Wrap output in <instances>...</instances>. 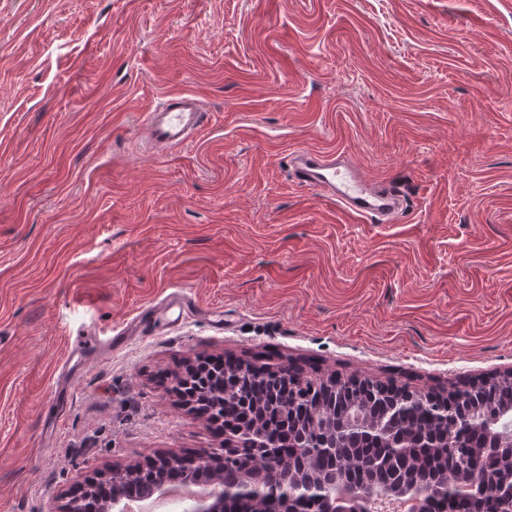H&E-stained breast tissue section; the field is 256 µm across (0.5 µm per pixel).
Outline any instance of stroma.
<instances>
[{
  "instance_id": "obj_1",
  "label": "stroma",
  "mask_w": 512,
  "mask_h": 512,
  "mask_svg": "<svg viewBox=\"0 0 512 512\" xmlns=\"http://www.w3.org/2000/svg\"><path fill=\"white\" fill-rule=\"evenodd\" d=\"M188 92L195 141L143 112ZM300 148L407 190L394 224L293 177ZM185 296L76 372L71 336ZM442 389L512 370V7L501 0H0V512L220 447L187 358ZM207 112L193 95L163 98L142 115L145 147L159 153L185 146L205 126Z\"/></svg>"
}]
</instances>
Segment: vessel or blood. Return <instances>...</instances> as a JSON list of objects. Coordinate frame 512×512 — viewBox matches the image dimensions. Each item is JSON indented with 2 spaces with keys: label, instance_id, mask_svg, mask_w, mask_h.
Masks as SVG:
<instances>
[{
  "label": "vessel or blood",
  "instance_id": "vessel-or-blood-1",
  "mask_svg": "<svg viewBox=\"0 0 512 512\" xmlns=\"http://www.w3.org/2000/svg\"><path fill=\"white\" fill-rule=\"evenodd\" d=\"M206 112L193 95L163 98L142 115L141 128L147 149L160 153L185 146L205 126ZM298 180L317 188L321 195L336 205L370 220L389 223L403 209L404 187L384 182L367 181L347 158L321 155L305 149L296 150L291 158ZM185 311L181 295H172L161 305L142 310L137 316L111 330L108 335L79 337L81 345L112 346L131 336H141L179 320Z\"/></svg>",
  "mask_w": 512,
  "mask_h": 512
}]
</instances>
